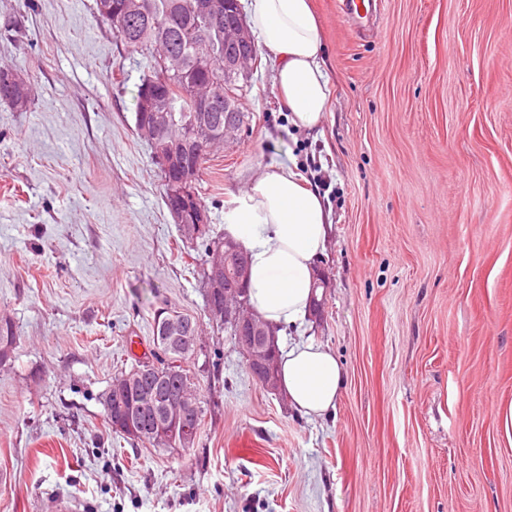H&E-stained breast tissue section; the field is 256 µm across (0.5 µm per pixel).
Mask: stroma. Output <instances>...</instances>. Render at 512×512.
<instances>
[{
    "label": "stroma",
    "mask_w": 512,
    "mask_h": 512,
    "mask_svg": "<svg viewBox=\"0 0 512 512\" xmlns=\"http://www.w3.org/2000/svg\"><path fill=\"white\" fill-rule=\"evenodd\" d=\"M330 104L294 129L259 54L248 119L211 156L213 234L262 168L297 166L331 211L322 308L302 335L346 372L336 413L299 415L249 373L205 307L134 126L146 61L94 0H0V512H512V0H311ZM200 325L182 361L206 416L193 446L113 433L102 395ZM12 71L0 70V101L13 106L16 110L24 111L30 106V88L26 80L21 84L14 82L10 75Z\"/></svg>",
    "instance_id": "1"
}]
</instances>
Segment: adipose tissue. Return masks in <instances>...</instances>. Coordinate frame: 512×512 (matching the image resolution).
Wrapping results in <instances>:
<instances>
[{"instance_id": "adipose-tissue-1", "label": "adipose tissue", "mask_w": 512, "mask_h": 512, "mask_svg": "<svg viewBox=\"0 0 512 512\" xmlns=\"http://www.w3.org/2000/svg\"><path fill=\"white\" fill-rule=\"evenodd\" d=\"M246 12L259 48L275 62L292 126L317 129L328 106L329 78L310 0H248ZM328 218L322 196L297 168L273 165L261 169L224 214L226 231L249 254L250 305L277 332L305 323ZM344 380L329 348L309 339L285 345L280 387L301 415L335 413Z\"/></svg>"}]
</instances>
